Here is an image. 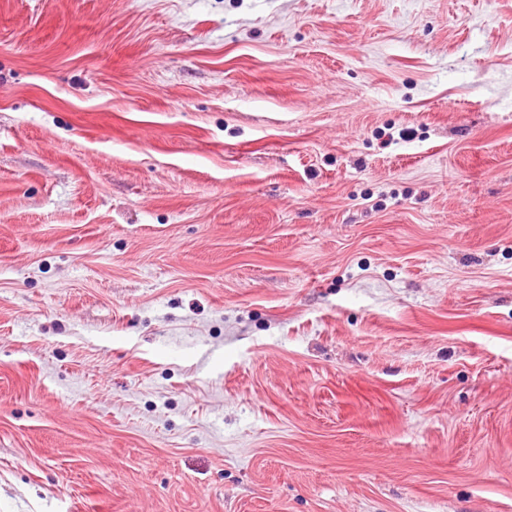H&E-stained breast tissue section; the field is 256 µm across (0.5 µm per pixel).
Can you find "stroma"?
<instances>
[{
	"label": "stroma",
	"instance_id": "35a3bbf8",
	"mask_svg": "<svg viewBox=\"0 0 512 512\" xmlns=\"http://www.w3.org/2000/svg\"><path fill=\"white\" fill-rule=\"evenodd\" d=\"M0 512H512V0H0Z\"/></svg>",
	"mask_w": 512,
	"mask_h": 512
}]
</instances>
